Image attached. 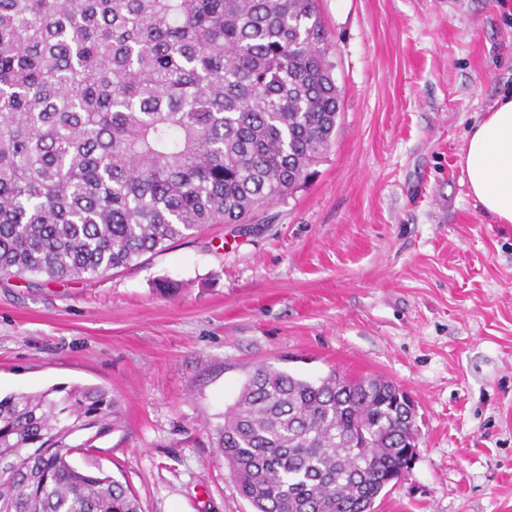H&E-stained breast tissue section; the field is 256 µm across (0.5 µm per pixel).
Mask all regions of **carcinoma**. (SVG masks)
Listing matches in <instances>:
<instances>
[{
	"mask_svg": "<svg viewBox=\"0 0 512 512\" xmlns=\"http://www.w3.org/2000/svg\"><path fill=\"white\" fill-rule=\"evenodd\" d=\"M317 0H0V276L100 277L303 183L341 93ZM400 389L260 366L218 448L255 512H373L417 436ZM122 422L72 385L0 398V512H139L72 451Z\"/></svg>",
	"mask_w": 512,
	"mask_h": 512,
	"instance_id": "cac0c4a2",
	"label": "carcinoma"
}]
</instances>
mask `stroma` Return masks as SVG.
Wrapping results in <instances>:
<instances>
[{
  "label": "stroma",
  "instance_id": "1",
  "mask_svg": "<svg viewBox=\"0 0 512 512\" xmlns=\"http://www.w3.org/2000/svg\"><path fill=\"white\" fill-rule=\"evenodd\" d=\"M318 6L341 102L312 175L102 277H0V395L103 387L122 426L76 464L141 512H253L217 445L254 369L383 376L418 454L378 512H512V224L461 163L512 98V0Z\"/></svg>",
  "mask_w": 512,
  "mask_h": 512
}]
</instances>
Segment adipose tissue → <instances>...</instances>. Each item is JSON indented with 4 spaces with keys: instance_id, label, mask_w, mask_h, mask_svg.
Instances as JSON below:
<instances>
[{
    "instance_id": "1",
    "label": "adipose tissue",
    "mask_w": 512,
    "mask_h": 512,
    "mask_svg": "<svg viewBox=\"0 0 512 512\" xmlns=\"http://www.w3.org/2000/svg\"><path fill=\"white\" fill-rule=\"evenodd\" d=\"M462 163L470 194L498 223L512 224V99L473 129Z\"/></svg>"
}]
</instances>
